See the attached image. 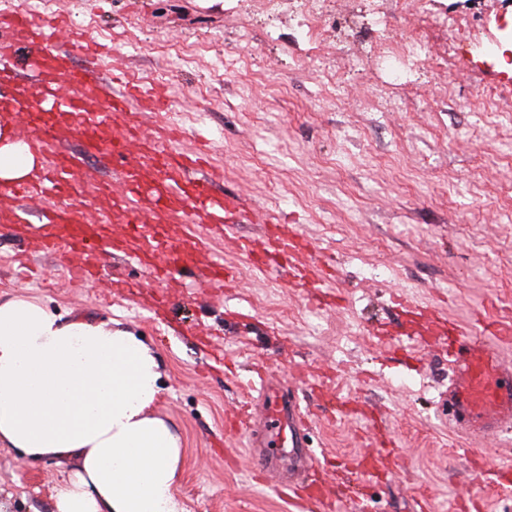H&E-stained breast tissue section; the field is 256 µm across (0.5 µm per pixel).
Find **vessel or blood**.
<instances>
[{"instance_id":"1","label":"vessel or blood","mask_w":512,"mask_h":512,"mask_svg":"<svg viewBox=\"0 0 512 512\" xmlns=\"http://www.w3.org/2000/svg\"><path fill=\"white\" fill-rule=\"evenodd\" d=\"M84 64H77V56ZM101 55L57 11L48 8L0 10V90L9 97L0 108L25 115L32 127L29 146L48 163L37 183H0V199L15 203L13 221L35 234L44 252L60 261L85 250L113 252L133 243L130 261L153 281L185 265L178 242L165 238L164 224H203L212 236L234 242L240 255L263 275H289L310 300H318L329 279L294 230L273 231L277 218L261 217L267 226L255 240L238 237L247 211L238 195H216L213 186L224 171L202 163L199 149H184L185 131L175 124L146 128L141 116L167 109L165 88L128 83L119 72L98 69ZM55 113L69 119L66 132L44 120ZM79 139L82 152L71 151L68 139ZM112 158L111 180L82 189L75 180L84 154ZM116 198L126 219V237L117 239L104 222L80 218L87 195ZM512 342L493 317L478 328L453 325L437 337L448 354L450 380L440 405L448 423L471 438L486 440L512 432V361L501 345ZM260 403L239 412L238 435L248 449L255 477L273 482L275 492L298 504L306 472L317 470L318 458L307 447L313 424L284 384L263 381Z\"/></svg>"}]
</instances>
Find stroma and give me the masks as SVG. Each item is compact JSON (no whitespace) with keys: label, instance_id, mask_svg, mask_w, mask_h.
<instances>
[{"label":"stroma","instance_id":"obj_1","mask_svg":"<svg viewBox=\"0 0 512 512\" xmlns=\"http://www.w3.org/2000/svg\"><path fill=\"white\" fill-rule=\"evenodd\" d=\"M334 18L308 45L294 13L267 37L254 0H54L108 44L109 65L167 86L168 119L204 126L220 192L244 196L329 251L335 286L312 306L284 281L256 277L201 224H171L195 243V266L144 285L135 265L100 258L105 277L72 283L0 209V299L38 296L65 318L135 333L155 355L165 391L154 407L182 442L178 492L188 512H296L252 477L243 442L224 424L253 366L305 369L296 390L317 422L310 448L351 463L374 455L379 478L328 471L352 512H512V494L479 483L461 456L468 442L439 410L448 357L411 342L426 306L472 322L476 310L512 321V75L484 40H503L512 0H389L383 32L419 49V69L394 78L368 57L364 0H335ZM235 267L236 288H203L200 267ZM136 283L109 294L110 279ZM167 305L158 316L153 297ZM72 458L32 459L0 447L6 512H51Z\"/></svg>","mask_w":512,"mask_h":512}]
</instances>
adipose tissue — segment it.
Returning <instances> with one entry per match:
<instances>
[{"mask_svg": "<svg viewBox=\"0 0 512 512\" xmlns=\"http://www.w3.org/2000/svg\"><path fill=\"white\" fill-rule=\"evenodd\" d=\"M40 168L1 127L0 180L31 181ZM163 392L155 356L131 331L64 320L28 293L0 299V447L78 461L53 512H186L181 441L152 413Z\"/></svg>", "mask_w": 512, "mask_h": 512, "instance_id": "ef3b65f1", "label": "adipose tissue"}]
</instances>
